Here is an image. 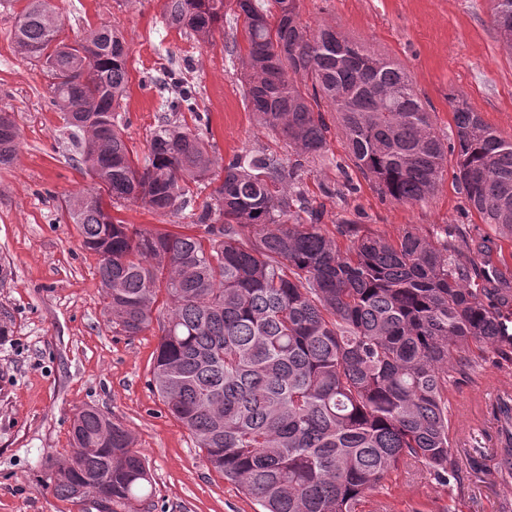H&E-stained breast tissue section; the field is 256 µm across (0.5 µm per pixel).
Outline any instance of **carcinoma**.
Returning <instances> with one entry per match:
<instances>
[{
  "mask_svg": "<svg viewBox=\"0 0 512 512\" xmlns=\"http://www.w3.org/2000/svg\"><path fill=\"white\" fill-rule=\"evenodd\" d=\"M232 11L247 41L244 99L257 121L309 159L322 154L335 114L355 166L398 202L430 196L454 158L452 178L482 223L512 236V139L467 106L455 136L436 133L406 72L336 30L311 31L298 0H165L167 26L199 42ZM20 50L40 63L63 112L89 188L65 198L85 249L100 257L108 322L127 336L158 322L152 376L211 470L262 512H356L400 465L420 462L450 483L448 381L473 367V345L509 335L501 277L470 284L473 259L407 231L396 241L342 220L341 249L321 211L288 184L294 171L268 154L221 163L188 124L162 118L144 162L133 156L116 109L126 97L128 51L108 27L67 42L53 0H27L15 18ZM349 95L340 105L338 92ZM0 165L19 130L0 121ZM217 180L191 223L204 235L140 230L108 208L141 203L159 214L187 203L190 184ZM73 448L52 466L57 494L144 512L152 485L123 424L78 411Z\"/></svg>",
  "mask_w": 512,
  "mask_h": 512,
  "instance_id": "obj_1",
  "label": "carcinoma"
}]
</instances>
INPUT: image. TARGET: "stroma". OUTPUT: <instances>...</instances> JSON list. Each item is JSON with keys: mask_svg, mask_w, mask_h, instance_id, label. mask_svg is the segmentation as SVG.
<instances>
[{"mask_svg": "<svg viewBox=\"0 0 512 512\" xmlns=\"http://www.w3.org/2000/svg\"><path fill=\"white\" fill-rule=\"evenodd\" d=\"M62 34L73 39L106 25L128 48V92L119 113L129 147L146 157L160 119L195 124L215 155L269 153L294 169L291 188L323 205L335 233L340 219L387 239L412 231L430 238L449 229V244L475 256L472 279L495 273L512 281V240L469 211L463 188L444 177L425 200L383 196L348 158L339 130L324 155L298 161L285 142L259 125L243 98L242 26L225 22L201 43L168 27L164 0H55ZM300 18L330 25L401 65L443 139H452L453 112L466 104L503 137L512 138V53L493 23V0H298ZM24 0H0V110L20 133L14 161L0 165V264L12 279L0 287V512H94L91 504L57 496L54 462L71 451L75 413L92 406L119 420L136 438L153 477L149 512H258L257 502L211 470L189 431L167 411L152 386L158 326L130 337L104 313L99 258L85 250L62 206L88 178L64 132L39 63L17 50L12 30ZM177 79L195 93L192 106L172 105L164 82ZM210 192L195 188L189 206L159 215L139 204L122 207L125 223L186 232L192 207ZM512 395V360L483 347L475 370L448 387L451 448L461 485H441L422 465L401 466L368 512H496L499 478L492 454L505 430L483 397L481 378Z\"/></svg>", "mask_w": 512, "mask_h": 512, "instance_id": "obj_1", "label": "stroma"}]
</instances>
